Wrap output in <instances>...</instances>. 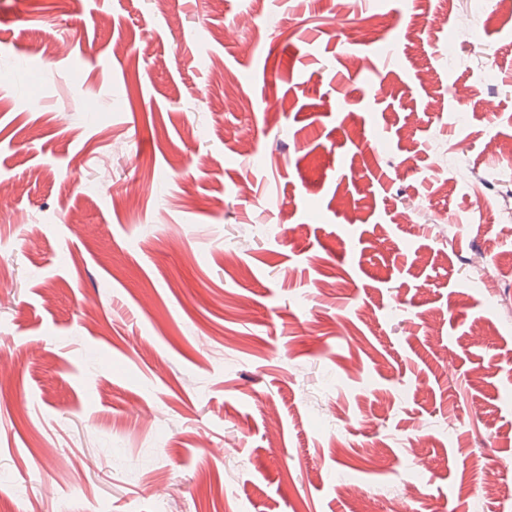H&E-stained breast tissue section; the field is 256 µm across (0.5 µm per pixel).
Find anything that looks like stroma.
<instances>
[{"label":"stroma","mask_w":512,"mask_h":512,"mask_svg":"<svg viewBox=\"0 0 512 512\" xmlns=\"http://www.w3.org/2000/svg\"><path fill=\"white\" fill-rule=\"evenodd\" d=\"M336 2L0 0V512H512V11ZM482 488L484 496L489 500H511L512 488L505 487L500 471L489 468L486 469L483 476Z\"/></svg>","instance_id":"obj_1"}]
</instances>
